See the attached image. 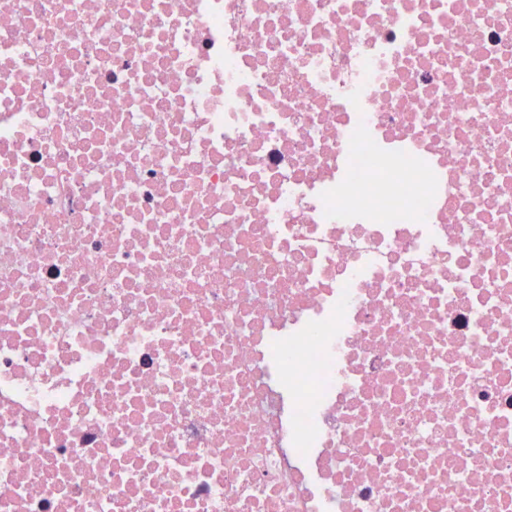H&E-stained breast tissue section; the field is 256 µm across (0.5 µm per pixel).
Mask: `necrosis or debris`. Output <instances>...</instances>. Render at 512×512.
<instances>
[{
  "mask_svg": "<svg viewBox=\"0 0 512 512\" xmlns=\"http://www.w3.org/2000/svg\"><path fill=\"white\" fill-rule=\"evenodd\" d=\"M0 512H512V0H0Z\"/></svg>",
  "mask_w": 512,
  "mask_h": 512,
  "instance_id": "1",
  "label": "necrosis or debris"
}]
</instances>
